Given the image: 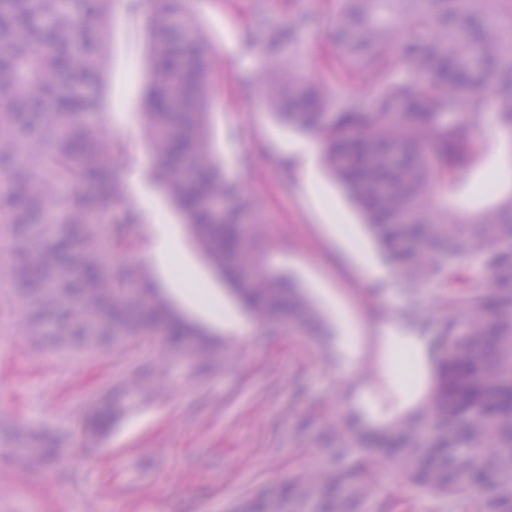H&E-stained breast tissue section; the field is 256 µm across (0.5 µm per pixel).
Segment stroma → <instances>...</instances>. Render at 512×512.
<instances>
[{
    "mask_svg": "<svg viewBox=\"0 0 512 512\" xmlns=\"http://www.w3.org/2000/svg\"><path fill=\"white\" fill-rule=\"evenodd\" d=\"M169 0H114L107 80L112 110L106 138L126 148L122 172L140 223L112 212L136 249L112 257L114 270L139 268L161 285L167 303L216 345L230 368L201 377L187 363L166 366L164 386H142L105 443L81 428L92 395L120 381L137 352L127 346L63 352L20 329L10 281L0 282V512H229L253 493L304 470L309 445L328 416L370 394L366 371L382 369L390 339L404 330L401 308L432 309L437 289L407 294L395 270L373 277L384 260L360 211L322 163H309L316 137L266 112L244 77L261 61L258 10L280 24L296 12L332 13L336 0H197L195 11L219 66L213 147L229 175L256 196L264 222L261 249L270 270L291 273L328 323V344L263 332L212 268L186 224L147 177L151 150L140 129L147 81L149 17ZM326 27L309 26L297 46L300 68L322 76L337 99L362 96L364 80L337 79ZM481 136L500 195L512 193V139L494 122ZM178 243L158 254L154 225ZM47 428L63 443L60 464L31 472L11 455L13 436Z\"/></svg>",
    "mask_w": 512,
    "mask_h": 512,
    "instance_id": "35a3bbf8",
    "label": "stroma"
}]
</instances>
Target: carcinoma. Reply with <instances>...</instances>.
I'll return each instance as SVG.
<instances>
[{
	"instance_id": "1",
	"label": "carcinoma",
	"mask_w": 512,
	"mask_h": 512,
	"mask_svg": "<svg viewBox=\"0 0 512 512\" xmlns=\"http://www.w3.org/2000/svg\"><path fill=\"white\" fill-rule=\"evenodd\" d=\"M113 3L0 0V222L22 326L71 351L151 347L123 384L92 398L82 429L100 439L139 382L164 380L167 360L187 355L214 374L229 362L159 297L149 274L112 270V252L133 248L112 207H126L128 224L140 219L117 176L122 149L104 141ZM254 22L264 58L250 80L271 84L265 109L319 138L324 167L363 210L406 290L431 284L442 294L430 312L398 314L407 330H435L429 395L382 427L361 425L352 411L329 420L315 463L237 512H365L384 464L446 512L460 502L465 512H512V195L475 217L448 206L450 196L494 185L478 178L487 120L512 131V0H340L327 15L336 74L370 84L368 95L341 103L295 64L307 15L286 27L263 14ZM148 55L140 115L156 161L150 179L260 324L326 335L298 283L269 272L245 231L260 212L214 153L216 75L191 4L150 25ZM401 64L412 78L395 82ZM418 381L410 338L398 336L374 396H410ZM11 447L29 469H50L62 454L47 431Z\"/></svg>"
}]
</instances>
